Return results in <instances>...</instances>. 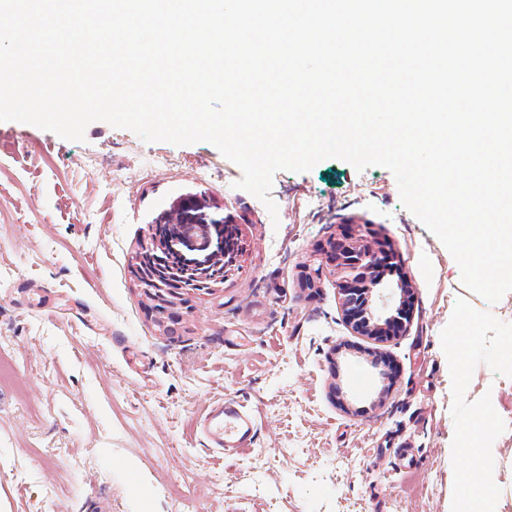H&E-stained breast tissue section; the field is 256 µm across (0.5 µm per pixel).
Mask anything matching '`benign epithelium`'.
Instances as JSON below:
<instances>
[{
	"instance_id": "benign-epithelium-1",
	"label": "benign epithelium",
	"mask_w": 512,
	"mask_h": 512,
	"mask_svg": "<svg viewBox=\"0 0 512 512\" xmlns=\"http://www.w3.org/2000/svg\"><path fill=\"white\" fill-rule=\"evenodd\" d=\"M239 228L227 221L202 224L185 213H168L147 225L131 255L147 312L159 334H178L191 298L224 283L242 256ZM399 265L397 253L367 226L345 239H329L302 264L300 287H318L326 270L340 276L342 313L352 330L369 338L406 331L413 315V289L385 280L384 271Z\"/></svg>"
}]
</instances>
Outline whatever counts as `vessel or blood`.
<instances>
[{
    "mask_svg": "<svg viewBox=\"0 0 512 512\" xmlns=\"http://www.w3.org/2000/svg\"><path fill=\"white\" fill-rule=\"evenodd\" d=\"M200 432L217 452L249 447L255 437L252 419L231 398L217 400L203 417Z\"/></svg>",
    "mask_w": 512,
    "mask_h": 512,
    "instance_id": "obj_1",
    "label": "vessel or blood"
}]
</instances>
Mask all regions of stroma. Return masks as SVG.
Returning <instances> with one entry per match:
<instances>
[{"label": "stroma", "mask_w": 512, "mask_h": 512, "mask_svg": "<svg viewBox=\"0 0 512 512\" xmlns=\"http://www.w3.org/2000/svg\"><path fill=\"white\" fill-rule=\"evenodd\" d=\"M207 142H147L103 121L83 141L0 122V512H139L135 458L156 512H448L458 427L492 425L497 512H512V292L471 293L443 244L401 202L393 174L326 159L279 171L264 204ZM189 207L238 224V269L195 299L178 339L156 333L130 269L149 224ZM365 224L400 257L412 320L377 342L345 322L337 278L298 283L316 244ZM476 336L466 383L448 380L453 314ZM396 367L382 386L374 352ZM257 426L250 448L216 454L195 420L214 395ZM179 486L183 500L169 494Z\"/></svg>", "instance_id": "35a3bbf8"}]
</instances>
